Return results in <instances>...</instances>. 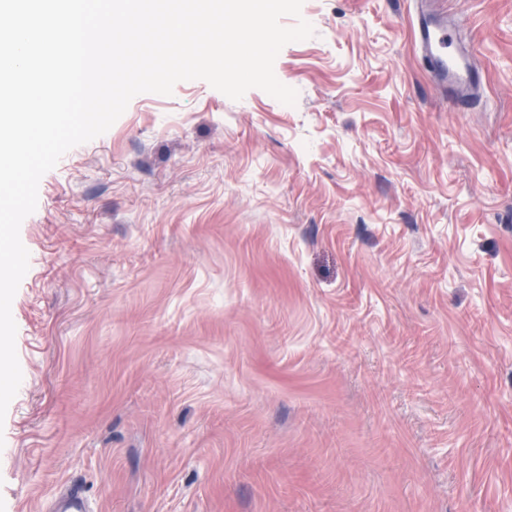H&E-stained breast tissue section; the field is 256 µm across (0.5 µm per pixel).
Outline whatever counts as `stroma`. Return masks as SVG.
<instances>
[{"instance_id":"35a3bbf8","label":"stroma","mask_w":512,"mask_h":512,"mask_svg":"<svg viewBox=\"0 0 512 512\" xmlns=\"http://www.w3.org/2000/svg\"><path fill=\"white\" fill-rule=\"evenodd\" d=\"M303 0L294 106L196 79L69 150L22 222L0 512H512V0ZM416 44L441 95L457 109L472 106L485 91L475 52L459 43L458 25L423 5L413 13ZM50 507L55 512H88L80 487L76 484L56 491L51 498Z\"/></svg>"}]
</instances>
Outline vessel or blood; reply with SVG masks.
Here are the masks:
<instances>
[{
  "label": "vessel or blood",
  "mask_w": 512,
  "mask_h": 512,
  "mask_svg": "<svg viewBox=\"0 0 512 512\" xmlns=\"http://www.w3.org/2000/svg\"><path fill=\"white\" fill-rule=\"evenodd\" d=\"M416 44L429 66L434 84L449 102L459 109L472 106L484 93L481 70L472 48L461 46L458 25L425 7L413 14ZM52 512H88L78 485L56 491L51 498Z\"/></svg>",
  "instance_id": "obj_1"
}]
</instances>
